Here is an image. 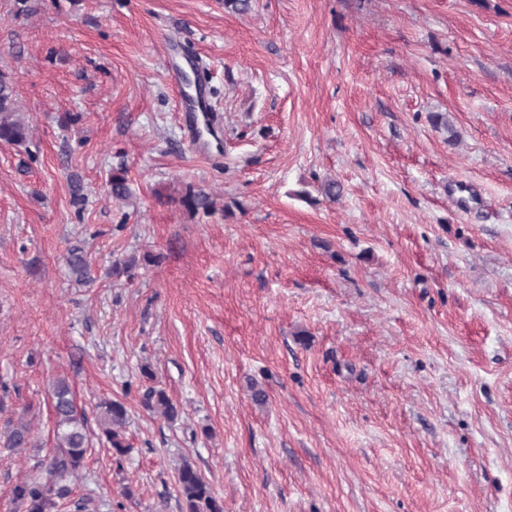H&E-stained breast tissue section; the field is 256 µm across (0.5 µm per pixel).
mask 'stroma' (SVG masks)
Masks as SVG:
<instances>
[{
	"mask_svg": "<svg viewBox=\"0 0 512 512\" xmlns=\"http://www.w3.org/2000/svg\"><path fill=\"white\" fill-rule=\"evenodd\" d=\"M0 72L30 124L0 143V425L35 441L0 447V512L58 377L109 512H181L183 457L224 512H512V0H0ZM141 404L145 410L161 415L170 421L175 420L179 415L177 405L162 388L151 386L146 389ZM129 419L128 408L121 400H105L97 406L98 426L119 457L127 455L131 450L126 441ZM0 445L15 452L31 447L30 425L21 418L17 419L16 422L8 420L3 430H0Z\"/></svg>",
	"mask_w": 512,
	"mask_h": 512,
	"instance_id": "stroma-1",
	"label": "stroma"
}]
</instances>
